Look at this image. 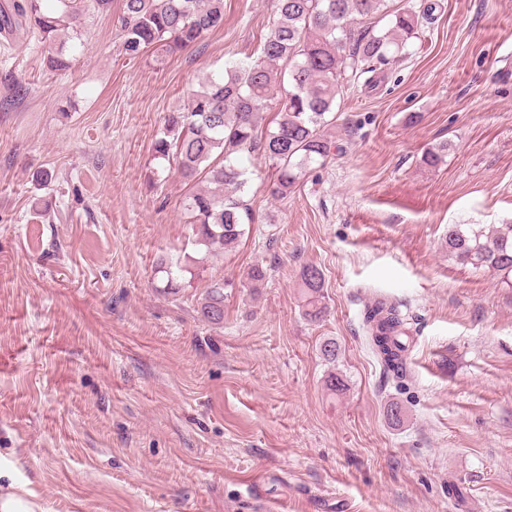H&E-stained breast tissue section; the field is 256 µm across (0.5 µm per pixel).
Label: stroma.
Listing matches in <instances>:
<instances>
[{"instance_id":"35a3bbf8","label":"stroma","mask_w":512,"mask_h":512,"mask_svg":"<svg viewBox=\"0 0 512 512\" xmlns=\"http://www.w3.org/2000/svg\"><path fill=\"white\" fill-rule=\"evenodd\" d=\"M437 3L403 60L338 99L336 156L300 191L272 199L253 160L254 221L215 255L154 143L207 77L259 56L276 0H224L222 28L161 62L127 56L111 16L86 18L60 71L36 35L0 34L1 487L44 512H265L252 478L288 512H512V287L444 247L449 225L512 224V0ZM177 258L197 264L167 294L156 269ZM218 280L214 326L199 308ZM380 297L409 323L401 380L364 335ZM300 280L304 295V315L311 321H319L327 312L323 291L324 274L317 266L307 265L300 272Z\"/></svg>"}]
</instances>
